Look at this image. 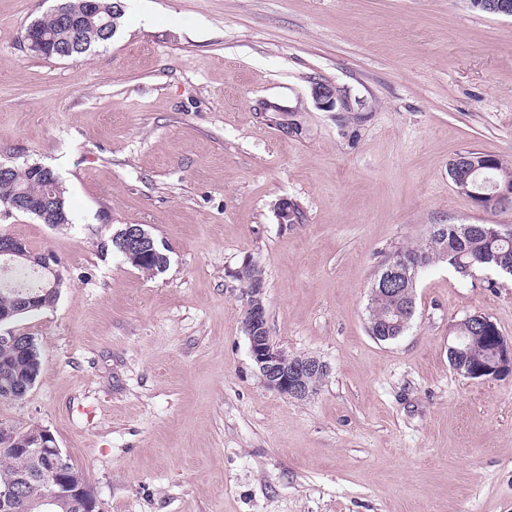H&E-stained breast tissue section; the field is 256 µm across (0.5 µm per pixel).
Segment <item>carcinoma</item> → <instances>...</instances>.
Returning <instances> with one entry per match:
<instances>
[{
    "instance_id": "carcinoma-1",
    "label": "carcinoma",
    "mask_w": 512,
    "mask_h": 512,
    "mask_svg": "<svg viewBox=\"0 0 512 512\" xmlns=\"http://www.w3.org/2000/svg\"><path fill=\"white\" fill-rule=\"evenodd\" d=\"M100 4L99 16L84 24L75 37H61L55 14L50 12L29 26L37 38L31 50L44 58L61 57L77 59L85 55L91 47L103 44L112 37L104 36L98 29L100 20L115 14V21H120L123 14L118 12L115 0H61L62 7L74 16H85L90 9V2ZM476 160L479 168L462 169L457 173L460 184L478 193L492 192V186L500 187L512 184V165L493 158V165L482 166V153L467 152ZM22 189L27 194L37 197L44 193V184L34 170L27 167L15 169L13 176L0 180V201L9 198ZM404 257L414 265L410 270L416 288L421 273L436 262H445L462 277L472 274L476 269L487 268L503 270L512 269V234L499 236L490 224H436L420 245L397 249L385 259L390 263L394 257ZM39 286L7 288L0 279V309L15 307L24 292H36ZM404 299L394 293L381 291L369 293L367 328L371 335L401 336L405 327L396 323L394 312L401 309ZM457 335L464 337L466 347L460 355L465 367H479L491 360V346L500 332L495 323L485 324L480 330L473 331L467 323L460 324ZM18 339L27 342L26 349L17 352L10 346L0 343V400L17 401L23 399L30 390V384L37 382L42 365L41 350L32 336L18 335ZM34 467V461L20 454L13 445L0 442V486L14 485L23 472ZM47 491L46 480H32L21 489L11 512H32L30 504L39 500Z\"/></svg>"
}]
</instances>
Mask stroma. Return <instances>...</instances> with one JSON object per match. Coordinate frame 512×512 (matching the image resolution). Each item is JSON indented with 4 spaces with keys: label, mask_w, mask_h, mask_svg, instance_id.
I'll use <instances>...</instances> for the list:
<instances>
[{
    "label": "stroma",
    "mask_w": 512,
    "mask_h": 512,
    "mask_svg": "<svg viewBox=\"0 0 512 512\" xmlns=\"http://www.w3.org/2000/svg\"><path fill=\"white\" fill-rule=\"evenodd\" d=\"M110 42L46 59L24 34L57 0H0V163L51 167L70 224L0 209L52 250L41 374L0 423L49 430L100 512H512V375L448 361L482 313L512 342V278L429 267L402 336L367 329L387 255L436 224H499L448 176L457 154L512 163V17L470 0H121ZM363 103L347 122L315 84ZM299 108L300 136L262 105ZM304 219L281 223L282 201ZM142 224L148 277L103 249ZM262 272L273 341L328 367L303 401L265 386L243 317Z\"/></svg>",
    "instance_id": "stroma-1"
}]
</instances>
